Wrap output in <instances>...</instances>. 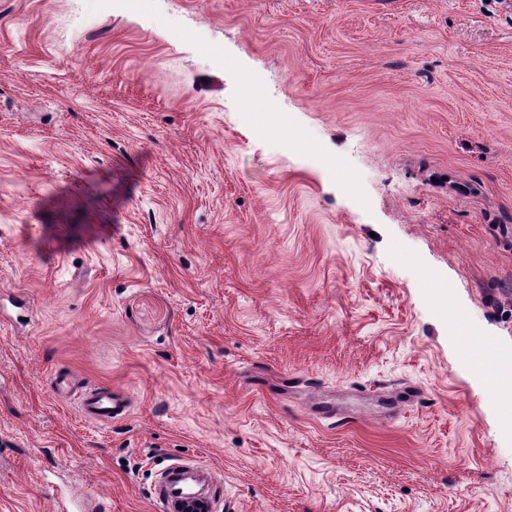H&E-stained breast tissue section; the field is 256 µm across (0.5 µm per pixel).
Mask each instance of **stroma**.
Wrapping results in <instances>:
<instances>
[{
    "label": "stroma",
    "mask_w": 512,
    "mask_h": 512,
    "mask_svg": "<svg viewBox=\"0 0 512 512\" xmlns=\"http://www.w3.org/2000/svg\"><path fill=\"white\" fill-rule=\"evenodd\" d=\"M473 343L512 349V6L0 0V512H159L177 466L211 512H512ZM80 411L83 417L95 422H112L127 412V399L124 395L112 394V390L94 388L81 395Z\"/></svg>",
    "instance_id": "35a3bbf8"
}]
</instances>
